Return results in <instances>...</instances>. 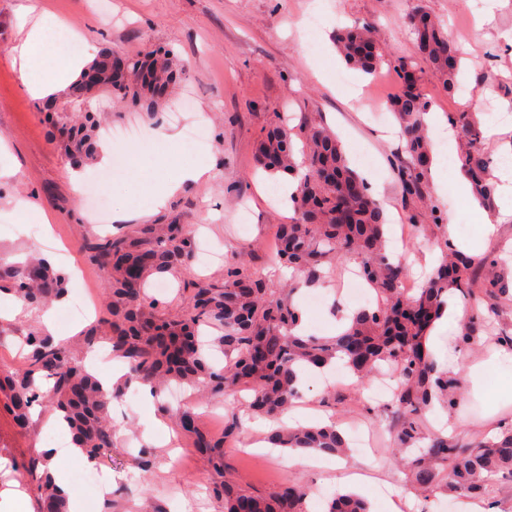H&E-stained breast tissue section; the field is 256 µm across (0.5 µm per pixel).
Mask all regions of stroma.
<instances>
[{"instance_id":"stroma-1","label":"stroma","mask_w":512,"mask_h":512,"mask_svg":"<svg viewBox=\"0 0 512 512\" xmlns=\"http://www.w3.org/2000/svg\"><path fill=\"white\" fill-rule=\"evenodd\" d=\"M27 6L33 7V14H24ZM418 7L446 23L465 52L459 93L446 92L429 65L420 63L417 76L432 111L462 112L475 105L483 128L500 130L484 141L493 159H500L503 148L512 143V45L504 39L505 33H512V0L494 8L487 0H0V251L16 262L40 254L56 270L68 273L72 293L79 286L74 273L83 270L101 311L106 308L103 274L76 248L91 226L111 231L118 216L127 224L198 226L201 238L223 252L222 258L199 270L210 279L223 278L228 261L268 270L269 245L290 214L256 169L254 147L271 123L315 112L339 136L351 166L381 194L390 217L387 236L404 241L410 278L422 282L441 255L449 225L433 224L429 209L420 202L403 204L394 172L400 141L375 116L400 89L395 64L413 51L408 17ZM42 15L63 21L96 50L135 55L171 48L187 68L186 79L171 89L169 99L193 96L194 111L177 117L169 110L149 115L134 105L112 106L110 126H138L139 145L147 158L106 183L95 182V167L84 168L85 184H93L104 201L105 211L98 217L92 204L80 201L82 186L73 180L69 159L52 144L42 101L28 92L14 52L26 26ZM310 15L318 16L319 25L309 34L301 23ZM356 21L382 30L386 61L372 76L347 67L332 44L336 27ZM357 87L365 95L360 103L353 95ZM199 122L208 129V142L200 148L190 145L184 132ZM170 147L181 160L211 161L209 176L184 183L177 166L159 169L149 162L150 154ZM161 180L179 183L180 188L155 210L142 186ZM21 201L45 215L48 230L37 232L20 222ZM241 205L248 211L243 226L236 213ZM69 248L74 254L68 259L64 252ZM346 281L342 274L317 287L314 292L325 298L318 306L309 303L308 289L296 292L294 300L311 333L330 335L334 310L361 308L362 299L353 297ZM13 303V298H0V336L6 340L0 347V366L7 365L21 336L41 324L34 311L6 318ZM456 331L453 323L432 331L430 350L438 365L465 373L473 363L491 358L493 371L481 385L466 383L454 413L439 408L427 413L426 425L451 429L460 444L471 446L512 424V400L489 404L502 384L512 382V355L503 353L504 336H512V303L491 314L479 349L454 348L451 338ZM301 390L296 415L312 423L335 422L346 433L360 429L370 446L352 449L341 463L328 456L297 463L262 448L265 432L260 422L246 423L239 440L224 450L233 479L244 489L269 492L291 477L333 493L343 478L356 473L367 479L364 497L372 512H389L393 503L401 512H460L459 498L439 494L424 500L411 490L406 472L388 451L397 415L387 401L370 399L368 388L349 387L337 390L327 405L325 384L305 381ZM51 417L48 409H41L29 428L17 429L8 397L0 393V463L10 473L21 472L37 448L50 440ZM110 417L113 445L93 471L95 485L72 484L80 502L96 500V512H145L150 505L161 512H222L221 503L209 493L206 460L190 440L177 435L162 439L156 426L162 417L158 409L142 400L131 406L121 398L112 402ZM143 448L154 461L155 495L148 503L139 494L136 465Z\"/></svg>"}]
</instances>
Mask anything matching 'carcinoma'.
Returning <instances> with one entry per match:
<instances>
[{
	"mask_svg": "<svg viewBox=\"0 0 512 512\" xmlns=\"http://www.w3.org/2000/svg\"><path fill=\"white\" fill-rule=\"evenodd\" d=\"M413 55L399 61L401 90L390 108L403 131L395 167L404 201L428 199L432 142L423 117L431 102L418 85L406 84L416 60L426 61L450 91L458 89L462 50L452 32L423 8L411 21ZM334 43L346 63L373 75L385 52L378 31L358 23L336 32ZM132 73L125 86L112 93L91 95L78 80L59 97L76 106L100 96H115L147 112L165 105L169 89L185 67L170 51L129 58ZM456 129L461 169L473 196L495 208L493 159L482 147L483 133L473 112H451ZM52 140L76 164L95 161L99 154V125L91 109L54 112ZM255 160L268 173L305 170L293 196V217L279 225L274 261L293 268L288 289L274 288L256 273L237 265L224 267V281L197 276L189 265L193 239L183 224H125L118 232L86 234L80 253L96 262L105 275L106 314L70 342L56 340L45 330L25 339L29 351L23 364L0 369V391L9 396L16 426L30 423L34 405L63 413L75 447L94 458L112 447L109 406L119 390H104L77 355L81 347L104 341L112 356L129 368V375L158 393L175 382L222 399L248 386L249 409L265 418H279L299 393L302 373L340 362L363 384L384 373L396 387L390 406L399 413L391 439V455L407 470L411 487L427 496L436 492L484 495L490 483L512 476V425L470 447L454 438L428 433L424 416L434 405L450 410L461 399L462 377L439 370L427 347L435 323L460 298L468 314L455 339L459 348H473L486 328L488 316L503 300L512 302V278L498 258L467 256L444 243V256L420 288L408 292L409 268L402 256L386 252V216L366 181L352 170L341 144L313 112H303L293 128L269 126L255 147ZM360 261V274L375 292V305L354 312L335 336L300 333V312L293 291L314 286L325 275H336L342 263ZM171 273L189 306L177 315L161 312L160 302L147 296L153 274ZM0 293L39 308L64 295L61 275L35 257L22 265L0 260ZM192 440L212 474L211 492L224 503V512H308L309 488L283 480L278 490L262 495L226 480L224 443L237 437L243 420L225 419L224 433L214 436L199 428L196 406L164 409ZM275 448L313 449L328 456L348 450L334 425L281 427L269 436ZM36 455L25 467L34 482L42 512H68L50 471ZM327 512H369L367 503L349 493H336Z\"/></svg>",
	"mask_w": 512,
	"mask_h": 512,
	"instance_id": "carcinoma-1",
	"label": "carcinoma"
}]
</instances>
